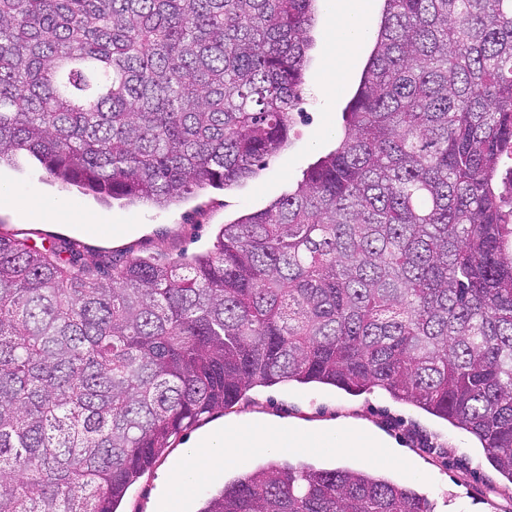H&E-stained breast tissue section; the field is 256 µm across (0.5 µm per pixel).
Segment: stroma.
<instances>
[{
    "label": "stroma",
    "instance_id": "35a3bbf8",
    "mask_svg": "<svg viewBox=\"0 0 512 512\" xmlns=\"http://www.w3.org/2000/svg\"><path fill=\"white\" fill-rule=\"evenodd\" d=\"M336 29L333 0H317L307 51L303 100L294 113L287 147L256 177L227 189L205 187L166 208L102 202L51 180L37 160L19 156L0 165V180L22 193L27 214L0 208V233L28 242H74L86 260L145 257L164 264L212 250L227 222L264 208L287 193L320 157L332 152L342 132V114L367 64L373 40L360 43L335 78L325 46ZM114 225L110 234L91 230L95 219ZM271 418L298 427L346 421L366 426L410 460L412 470L385 468L394 482L412 487L434 512H512V484L504 481L468 433L381 390L350 395L321 384L283 383L258 387L233 407L216 411L212 423L245 424ZM187 444L176 436L157 463L128 490L120 512H159L163 477L186 463Z\"/></svg>",
    "mask_w": 512,
    "mask_h": 512
}]
</instances>
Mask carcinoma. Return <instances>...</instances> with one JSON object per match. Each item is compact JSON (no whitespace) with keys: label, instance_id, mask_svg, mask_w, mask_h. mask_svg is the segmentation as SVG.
<instances>
[{"label":"carcinoma","instance_id":"carcinoma-1","mask_svg":"<svg viewBox=\"0 0 512 512\" xmlns=\"http://www.w3.org/2000/svg\"><path fill=\"white\" fill-rule=\"evenodd\" d=\"M317 0H0V163L165 206L288 143ZM512 0H384L335 151L159 264L0 234V512H117L250 390H382L512 484ZM199 512H429L270 463Z\"/></svg>","mask_w":512,"mask_h":512}]
</instances>
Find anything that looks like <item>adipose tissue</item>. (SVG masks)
Returning a JSON list of instances; mask_svg holds the SVG:
<instances>
[{"mask_svg": "<svg viewBox=\"0 0 512 512\" xmlns=\"http://www.w3.org/2000/svg\"><path fill=\"white\" fill-rule=\"evenodd\" d=\"M364 9L363 0H338L336 4V39L328 43V54L336 50L353 53L359 44L351 37V26L359 24ZM257 447L267 451L300 453L305 447L344 449L353 447L361 438L371 437V429L357 430L343 425L319 431H300L281 427L280 438L269 440L266 436L271 426L266 422L247 424ZM236 428H217L210 431L199 443L193 444L189 463L173 467L165 476L164 492L160 501L162 512H168L172 503L186 490L188 482L201 483L221 476L226 467L242 462L245 453L237 444Z\"/></svg>", "mask_w": 512, "mask_h": 512, "instance_id": "1", "label": "adipose tissue"}]
</instances>
